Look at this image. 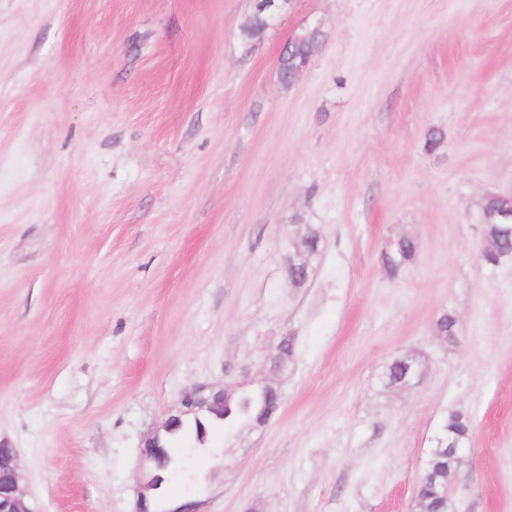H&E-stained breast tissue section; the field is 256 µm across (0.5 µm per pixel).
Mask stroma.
Returning a JSON list of instances; mask_svg holds the SVG:
<instances>
[{
  "label": "stroma",
  "mask_w": 512,
  "mask_h": 512,
  "mask_svg": "<svg viewBox=\"0 0 512 512\" xmlns=\"http://www.w3.org/2000/svg\"><path fill=\"white\" fill-rule=\"evenodd\" d=\"M254 7L0 0V440L27 496L137 512L141 442L182 392L249 380L278 409L181 440L154 512H413L452 412L454 512H512V262L477 257L484 197L512 191V0H288L247 44ZM399 236L418 257L394 277ZM410 353L420 382L386 387ZM303 37L299 40H288L291 41L290 48L288 50V59L292 60L291 65L302 66L308 61H312L321 46L322 32L320 31L309 35V32L303 33ZM281 347L269 360L270 370L273 373L287 371L288 365L293 361L295 355L294 339L291 336L284 337L280 342Z\"/></svg>",
  "instance_id": "35a3bbf8"
}]
</instances>
